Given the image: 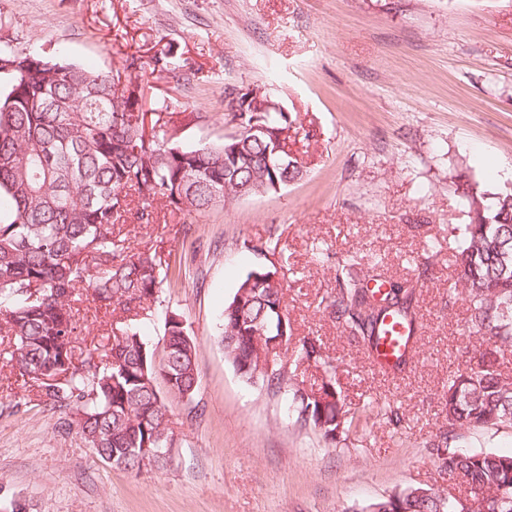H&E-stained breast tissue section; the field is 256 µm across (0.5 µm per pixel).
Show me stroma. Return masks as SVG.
Segmentation results:
<instances>
[{"mask_svg":"<svg viewBox=\"0 0 512 512\" xmlns=\"http://www.w3.org/2000/svg\"><path fill=\"white\" fill-rule=\"evenodd\" d=\"M0 47L110 72L169 55L143 100L180 112L182 147L223 143L231 96L271 91L296 119L288 149L303 169L277 192L122 226L138 250L183 261L144 323L159 349L177 312L197 342L194 396L169 401L170 461L139 474L105 465L0 369V512L16 499L30 512H344L397 488L447 489L428 443L471 342L448 227L466 221V187L512 189L496 175L512 167V0H0ZM269 241L295 335L322 339L347 410L394 401L405 443L382 426L329 447L296 423L292 391L246 382L226 359L224 306ZM428 248L437 259L416 266ZM346 252L418 282L424 330L397 377L323 309Z\"/></svg>","mask_w":512,"mask_h":512,"instance_id":"stroma-1","label":"stroma"}]
</instances>
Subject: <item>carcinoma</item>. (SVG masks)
Instances as JSON below:
<instances>
[{"mask_svg": "<svg viewBox=\"0 0 512 512\" xmlns=\"http://www.w3.org/2000/svg\"><path fill=\"white\" fill-rule=\"evenodd\" d=\"M0 333L8 348L0 364L23 384H38L40 401L76 424L104 463L139 471L161 468L158 452L173 445L167 397L189 398L197 381V349L180 315L165 318L162 355L142 334L158 300L156 256L133 251L114 225L158 223V209L202 212L247 194L270 193L302 175L286 149L292 117L242 109L244 93L227 103L225 122L265 132L226 138L221 145L171 144L174 113L167 100L143 110L141 87L120 86L112 73L60 56L0 48ZM466 224L448 226V249L461 300L470 312L466 367L448 375L440 400V473L459 494L432 487L396 489L345 512H512V453L462 450L464 430L512 426V372L498 355L512 348V190L460 195ZM361 254L336 258V287L323 298L342 332L369 358L389 317L402 320L406 341L417 334V284L388 278ZM278 269L252 268L224 307L220 343L240 377L267 387L296 385L313 367L321 382L296 389V422L329 445L352 430L398 426L390 403L345 410L336 389L335 359L320 339H297L288 372L259 368L258 351L292 337ZM91 298L112 311L111 334L75 346L72 304Z\"/></svg>", "mask_w": 512, "mask_h": 512, "instance_id": "1", "label": "carcinoma"}]
</instances>
